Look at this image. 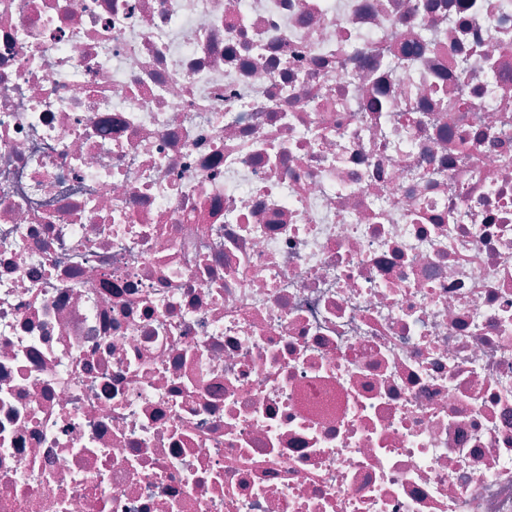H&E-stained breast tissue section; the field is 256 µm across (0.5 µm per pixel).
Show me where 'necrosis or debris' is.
Returning <instances> with one entry per match:
<instances>
[{"label":"necrosis or debris","instance_id":"obj_1","mask_svg":"<svg viewBox=\"0 0 512 512\" xmlns=\"http://www.w3.org/2000/svg\"><path fill=\"white\" fill-rule=\"evenodd\" d=\"M512 0H0V512H512Z\"/></svg>","mask_w":512,"mask_h":512}]
</instances>
